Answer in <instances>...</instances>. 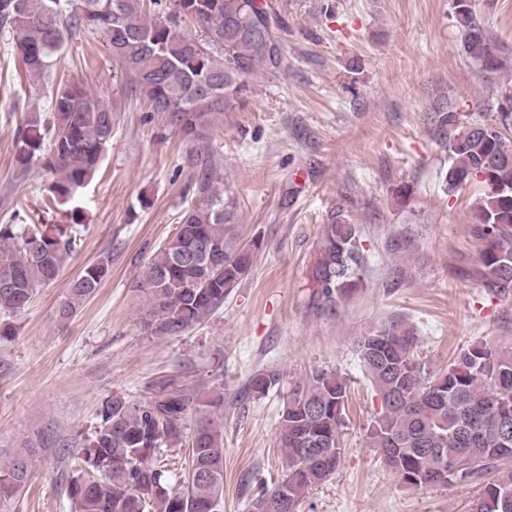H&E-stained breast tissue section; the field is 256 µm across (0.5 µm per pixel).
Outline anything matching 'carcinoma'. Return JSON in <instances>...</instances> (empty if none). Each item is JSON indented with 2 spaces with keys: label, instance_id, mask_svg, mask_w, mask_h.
<instances>
[{
  "label": "carcinoma",
  "instance_id": "carcinoma-1",
  "mask_svg": "<svg viewBox=\"0 0 512 512\" xmlns=\"http://www.w3.org/2000/svg\"><path fill=\"white\" fill-rule=\"evenodd\" d=\"M153 6L148 15L145 2ZM454 0L463 53L491 79L509 56L473 9ZM190 19L210 44L201 52ZM89 30L107 42L112 61L146 96L150 111L179 129L193 168L194 206L154 253L140 280L141 330L182 336L203 324L250 270L262 248L234 232L235 202L210 154L214 116L243 108L249 79L288 70L281 0H0V32L17 35L22 69L49 86L50 110L33 106L17 128L13 164L26 179L47 172L51 201L67 207L70 224H0V315L15 317L38 289L57 280L80 239L79 191L100 168L112 142V108L81 84L56 79L67 42ZM494 118L477 119L446 101L430 112L435 139L448 152L447 192L471 179L485 187L473 236L482 243L473 276L487 291L512 290V84L495 99ZM359 227L346 219L323 225L311 272L309 306L336 316L359 290L364 266ZM110 275V263L85 266L57 308L68 320ZM413 327L391 320L358 340L365 375L383 414L369 431L386 467L407 488L446 484L487 469L496 476L469 512H512V349L475 344L438 375L416 354ZM275 370L254 374L247 392L265 395L280 384ZM347 381L320 371L288 391L278 415L281 481L261 487L253 512H299L309 490L327 482L341 458ZM196 415L194 422L189 416ZM188 447L185 481L156 463L164 448ZM67 495L74 512H224V393L202 399L170 378L137 401L114 393L102 401L86 444L72 458ZM32 459L19 452L0 463V501L33 479Z\"/></svg>",
  "mask_w": 512,
  "mask_h": 512
}]
</instances>
